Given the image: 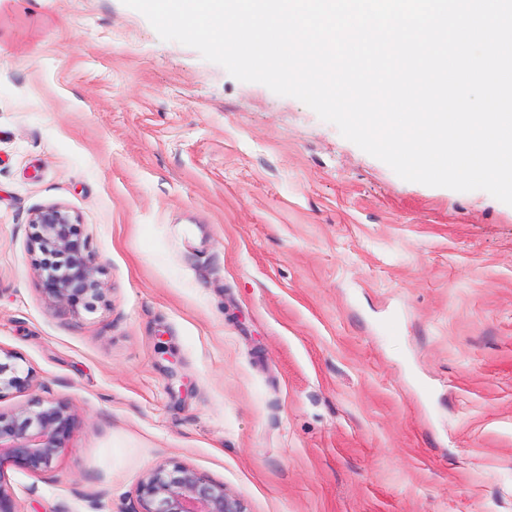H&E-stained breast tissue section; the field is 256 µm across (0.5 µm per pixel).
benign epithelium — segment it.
Returning <instances> with one entry per match:
<instances>
[{
	"label": "benign epithelium",
	"instance_id": "1",
	"mask_svg": "<svg viewBox=\"0 0 512 512\" xmlns=\"http://www.w3.org/2000/svg\"><path fill=\"white\" fill-rule=\"evenodd\" d=\"M34 233L30 252L40 253L35 269L44 290L55 302L72 308L88 305L104 294L103 268L88 240L81 235L77 216L52 205L31 219ZM9 362L0 361V395L29 386ZM77 425L71 407L63 402L34 399L25 407L0 411V469L12 466L35 475L54 469L69 448ZM131 512H246L235 495L180 464L161 462L145 473L136 490Z\"/></svg>",
	"mask_w": 512,
	"mask_h": 512
}]
</instances>
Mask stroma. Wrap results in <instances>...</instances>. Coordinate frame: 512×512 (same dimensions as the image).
<instances>
[{
  "label": "stroma",
  "mask_w": 512,
  "mask_h": 512,
  "mask_svg": "<svg viewBox=\"0 0 512 512\" xmlns=\"http://www.w3.org/2000/svg\"><path fill=\"white\" fill-rule=\"evenodd\" d=\"M78 216L94 310L32 214ZM0 351L78 418L18 512H131L163 461L247 512H512V205L400 178L122 0L0 5ZM31 224L35 231L30 252L43 255L35 260V269L47 295L54 302L71 308L102 298L104 288L99 276L103 268L90 250L88 240L81 235L78 217L63 207L52 205L37 210ZM51 254L64 259L62 270H50L45 265ZM43 271L47 272L46 277Z\"/></svg>",
  "instance_id": "obj_1"
}]
</instances>
